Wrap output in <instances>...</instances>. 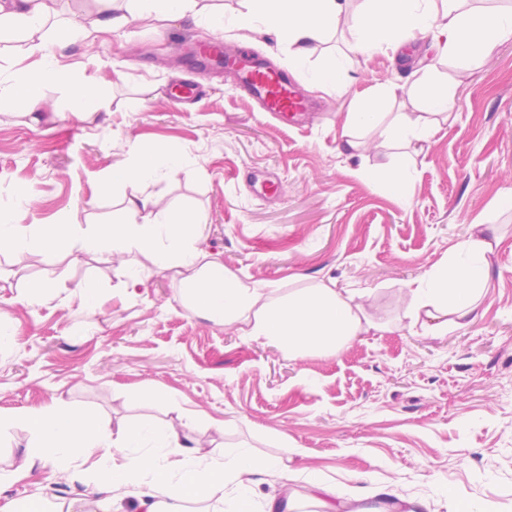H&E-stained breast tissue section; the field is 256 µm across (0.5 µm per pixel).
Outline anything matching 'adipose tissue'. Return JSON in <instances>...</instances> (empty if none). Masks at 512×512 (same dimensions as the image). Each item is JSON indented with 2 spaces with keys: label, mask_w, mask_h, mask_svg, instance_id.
Returning a JSON list of instances; mask_svg holds the SVG:
<instances>
[{
  "label": "adipose tissue",
  "mask_w": 512,
  "mask_h": 512,
  "mask_svg": "<svg viewBox=\"0 0 512 512\" xmlns=\"http://www.w3.org/2000/svg\"><path fill=\"white\" fill-rule=\"evenodd\" d=\"M93 2L91 15L76 12L68 19V34L99 38L120 31L131 18L151 14L166 27L188 18L215 33L263 24L287 43L296 65L305 62L311 42L335 29L345 10L342 0H256L257 9L228 20L217 12L197 10V0H126L122 8L116 0ZM466 2L362 0L351 17L355 45L371 55L430 34L441 56L478 62L512 39V8L474 11ZM50 12L49 0H0V35L18 30L31 39L28 62H15L7 79L0 80V98L24 100L36 124L43 110L38 85L67 80L71 111L77 117L88 102L101 97L96 84L62 65L56 41L44 33ZM400 91L413 109L393 119L367 103L345 113L340 153L354 156L364 151L368 131L385 144L421 142L450 118L454 92L436 66L415 72L402 87L379 88L376 95L392 99ZM184 170L178 153H144L114 167L112 184L146 185L178 177ZM123 211L124 220L113 224H62L48 230L22 227L16 211L1 208L0 252L10 253L21 270L34 255L47 264L60 257L76 261L96 254L121 263L145 259L154 269L174 273L179 297L194 310L238 326L251 341L275 344L295 360L312 352L340 351L371 326L365 314L366 290L316 283L283 296L274 285L248 284L227 272L221 256L203 246L209 232L205 212L176 210L144 193L125 199ZM483 232L482 225H470L440 261L406 284L403 298L411 324L434 334L472 321L491 276L493 246ZM194 427L191 421L179 428L141 423L115 431L100 416L60 397L38 408L0 414V434L19 430L27 436L22 464L0 468V512H74L73 504L51 502L38 492L21 499L7 495L10 487L50 462L84 484L91 512H123L130 498L136 499L138 512H186V503L198 500L214 502L219 510L232 503L233 512H293V474L282 459L259 460L243 446L202 451L190 436ZM266 477L278 479L279 488L261 497L255 487ZM309 484L322 512H370L362 505V487L344 495L335 484L315 476Z\"/></svg>",
  "instance_id": "1"
}]
</instances>
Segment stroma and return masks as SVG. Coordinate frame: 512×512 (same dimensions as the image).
Wrapping results in <instances>:
<instances>
[{"instance_id": "35a3bbf8", "label": "stroma", "mask_w": 512, "mask_h": 512, "mask_svg": "<svg viewBox=\"0 0 512 512\" xmlns=\"http://www.w3.org/2000/svg\"><path fill=\"white\" fill-rule=\"evenodd\" d=\"M360 2L350 0L302 67L289 64L274 29L219 34L225 50L248 47L289 71L318 109L296 127L258 111L224 71L203 74L180 61L179 51L209 37L190 21L173 23L165 39L147 18L93 43L65 40L61 60L80 64L109 107L77 119L67 84H44L47 107L35 125L24 102L0 98V208L18 209L26 227L109 224L137 192L111 188L113 166L132 162L137 149L176 151L184 173L148 191L207 213L204 247L227 271L285 292L329 280L369 289L373 328L341 352L293 360L185 308L171 273L145 272L134 287L128 270L104 255L51 265L35 256L19 272L0 253V313L14 333L0 352V412L61 397L116 430L201 418V447L246 445L258 458H283L296 475L294 512H321L308 495L310 477L347 489L359 473L397 496L426 499L431 512H452L461 501L512 512V204L502 200L512 189V40L476 65L440 58L429 34L402 54L365 56L349 30ZM333 54L345 59L339 95L310 83ZM430 64L453 87L449 121L410 155L375 144L362 156H340L342 112ZM182 82L203 83L205 95L177 104L171 89ZM405 159L413 182L401 200L369 172ZM270 180L279 192L261 195ZM478 218L500 239L483 304L467 327L424 334L406 317L402 290ZM88 279L100 289L92 307L74 291ZM44 280L63 288L37 307L19 302ZM148 392L160 401H146ZM37 489L72 498L83 486L46 467L9 495Z\"/></svg>"}]
</instances>
